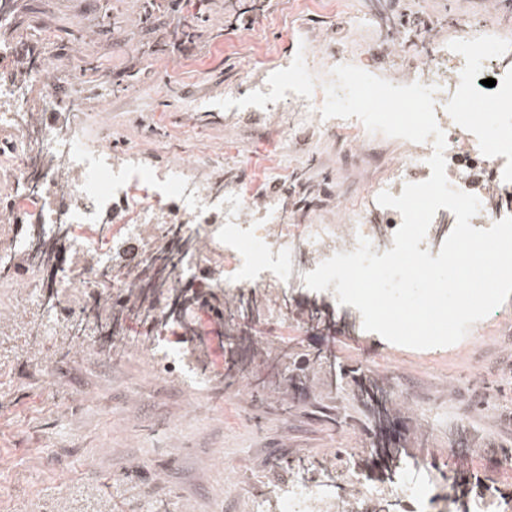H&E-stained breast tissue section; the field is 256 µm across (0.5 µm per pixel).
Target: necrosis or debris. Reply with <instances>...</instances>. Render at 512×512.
I'll list each match as a JSON object with an SVG mask.
<instances>
[{"label": "necrosis or debris", "mask_w": 512, "mask_h": 512, "mask_svg": "<svg viewBox=\"0 0 512 512\" xmlns=\"http://www.w3.org/2000/svg\"><path fill=\"white\" fill-rule=\"evenodd\" d=\"M315 61L312 54L299 58L274 94L299 93L312 111H320L326 79ZM481 74L496 81L492 97H485L478 84ZM412 79L437 88L434 113L446 137L450 185L470 191L465 171L484 167L501 195L512 194V137L487 138L473 117L488 104L504 126L512 127V40L490 37L467 21H456L452 37L431 45ZM22 96L14 79L0 80V196L11 214L10 221L0 224V256L27 249L24 222L32 220L47 229L64 225L72 240V274L61 279L58 288L66 307L75 311L86 295L102 287L121 292L141 273L138 265L117 267L114 246L131 240L141 254H153L163 242L165 228L177 224L186 235L204 238L207 246L181 259L173 272L174 283L188 279L199 288L220 284L234 294L264 293L269 317L280 320L282 300L297 285L298 264L314 270L336 253L355 250L362 237L371 241L375 253L392 249L400 213L388 209L383 224H363L359 216L378 209L381 192L397 196L405 184L428 179V160L435 150L430 140L411 143L407 161L377 177L347 214V230L342 233L333 224L286 223L275 206L247 217L250 189L233 186L211 194L189 189L184 166L162 165L136 175L135 153L116 156L111 147L87 139L74 125L50 123L31 133L16 113ZM38 155L66 160L73 174L68 185L45 173L35 190H25L30 159Z\"/></svg>", "instance_id": "1"}]
</instances>
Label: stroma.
<instances>
[{"label": "stroma", "instance_id": "1", "mask_svg": "<svg viewBox=\"0 0 512 512\" xmlns=\"http://www.w3.org/2000/svg\"><path fill=\"white\" fill-rule=\"evenodd\" d=\"M170 0H11L0 45L35 59L57 95L62 120L92 138L137 149L144 168L185 165L224 185L271 174L252 209L278 205L292 224H338L372 177L402 161L404 144L372 134L359 144L320 128L305 102L258 103L255 85L279 75L301 50L337 58L369 54L378 73L405 75L421 62L415 30L399 10L429 18L430 35L448 39L463 18L512 37V5L503 0H188L202 12L198 35L182 50ZM250 28L231 29L239 13ZM190 332L172 337L193 374L136 355L131 345L155 329L129 313L124 345L111 349L89 330L90 348H59L45 336L24 288L0 303V512H280L296 459L346 456L333 493L369 488L353 465L369 438L344 394L314 380L313 394L290 400L257 393L263 373L226 362L235 346L224 324L197 305ZM282 334L269 318L249 324L252 339L280 351L308 352L316 338L297 315ZM337 360L378 372L398 397L413 453L429 464L414 479L425 495H389L390 512H448L456 474L474 481L470 512H512V296L476 322L458 343L399 346L357 328L328 339Z\"/></svg>", "mask_w": 512, "mask_h": 512}]
</instances>
